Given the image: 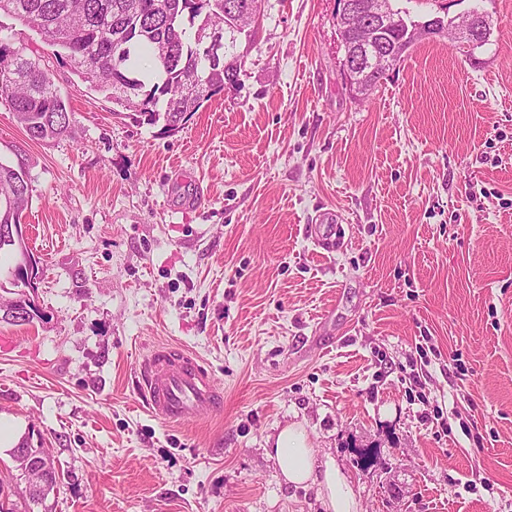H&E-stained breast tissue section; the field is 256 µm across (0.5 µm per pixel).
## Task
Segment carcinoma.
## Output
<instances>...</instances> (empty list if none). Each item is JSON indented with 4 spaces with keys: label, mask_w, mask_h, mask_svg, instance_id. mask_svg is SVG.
<instances>
[{
    "label": "carcinoma",
    "mask_w": 512,
    "mask_h": 512,
    "mask_svg": "<svg viewBox=\"0 0 512 512\" xmlns=\"http://www.w3.org/2000/svg\"><path fill=\"white\" fill-rule=\"evenodd\" d=\"M72 0H0V13L36 26L54 57L89 89L106 94L126 111L164 132L179 127L184 114L238 82L237 44L209 56L196 41L199 25L224 24L231 0H77L82 20L69 24ZM0 41V101L12 110L30 139L50 141L70 133L74 113L55 83L43 79L32 60L41 54H12ZM193 69L201 85L184 93L178 79ZM30 194L29 173L0 163V192Z\"/></svg>",
    "instance_id": "cac0c4a2"
}]
</instances>
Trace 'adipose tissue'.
Instances as JSON below:
<instances>
[{
	"mask_svg": "<svg viewBox=\"0 0 512 512\" xmlns=\"http://www.w3.org/2000/svg\"><path fill=\"white\" fill-rule=\"evenodd\" d=\"M271 455L286 483L316 487L325 512H358L359 503L348 477L334 460L317 455L302 425L283 428L275 438Z\"/></svg>",
	"mask_w": 512,
	"mask_h": 512,
	"instance_id": "adipose-tissue-1",
	"label": "adipose tissue"
}]
</instances>
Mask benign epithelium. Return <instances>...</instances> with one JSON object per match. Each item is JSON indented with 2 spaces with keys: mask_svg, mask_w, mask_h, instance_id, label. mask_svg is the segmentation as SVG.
<instances>
[{
  "mask_svg": "<svg viewBox=\"0 0 512 512\" xmlns=\"http://www.w3.org/2000/svg\"><path fill=\"white\" fill-rule=\"evenodd\" d=\"M336 26L340 37L343 57L340 76L347 88L361 91L366 77L378 70H390L398 57L396 47L387 42L388 32L394 27H406L412 42L431 39L452 31V39L460 49L472 53L486 43L491 34V22L477 10L467 15L466 22L448 26L439 18L426 23H415L398 13L392 0H376L371 9L363 0H336ZM223 30L210 26L198 33V42L214 53L224 47ZM382 67H377V62ZM21 475L28 478L33 474H44L51 468V462L39 454L17 453L14 456Z\"/></svg>",
  "mask_w": 512,
  "mask_h": 512,
  "instance_id": "7a95c632",
  "label": "benign epithelium"
}]
</instances>
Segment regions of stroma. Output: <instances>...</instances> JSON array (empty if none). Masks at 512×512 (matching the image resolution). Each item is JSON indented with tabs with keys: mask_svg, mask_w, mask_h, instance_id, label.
I'll list each match as a JSON object with an SVG mask.
<instances>
[{
	"mask_svg": "<svg viewBox=\"0 0 512 512\" xmlns=\"http://www.w3.org/2000/svg\"><path fill=\"white\" fill-rule=\"evenodd\" d=\"M396 5L492 34L418 42L357 97L334 0H264L237 88L178 131L63 66L71 135L30 140L0 102L40 269L32 321L0 320V420L63 471L19 512H323L266 454L290 424L360 512H512V0ZM157 346L222 408L151 416Z\"/></svg>",
	"mask_w": 512,
	"mask_h": 512,
	"instance_id": "1",
	"label": "stroma"
}]
</instances>
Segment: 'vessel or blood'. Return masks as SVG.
I'll return each instance as SVG.
<instances>
[{
    "label": "vessel or blood",
    "instance_id": "1",
    "mask_svg": "<svg viewBox=\"0 0 512 512\" xmlns=\"http://www.w3.org/2000/svg\"><path fill=\"white\" fill-rule=\"evenodd\" d=\"M139 382L149 411L167 422L178 423L223 404L211 373L182 349L157 348L142 361Z\"/></svg>",
    "mask_w": 512,
    "mask_h": 512
}]
</instances>
